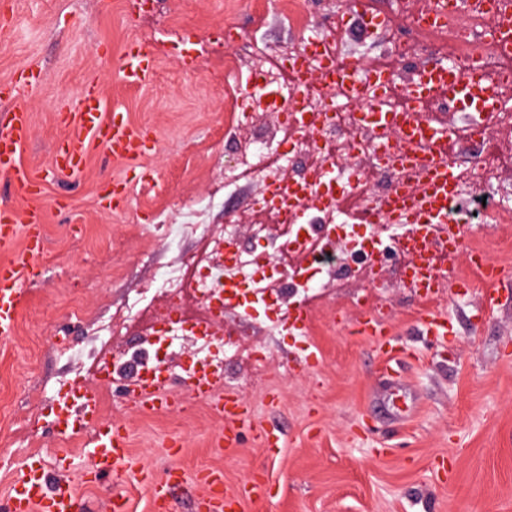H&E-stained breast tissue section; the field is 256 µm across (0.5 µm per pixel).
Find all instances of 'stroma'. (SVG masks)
<instances>
[{
    "instance_id": "35a3bbf8",
    "label": "stroma",
    "mask_w": 512,
    "mask_h": 512,
    "mask_svg": "<svg viewBox=\"0 0 512 512\" xmlns=\"http://www.w3.org/2000/svg\"><path fill=\"white\" fill-rule=\"evenodd\" d=\"M228 31L235 41H225ZM295 34L277 0H155L143 8L132 0H9L0 12V82L24 66L45 73L40 89L15 102L32 116L34 137L21 161L41 180L43 194L33 203L47 212L42 276L28 288L15 336L0 342V500L27 454L51 467L64 451L79 512H108V491L85 479L82 438L59 436L53 422L58 391L80 384L97 388L103 418L124 422L135 460L159 474L181 468L184 479L171 491L176 512H191L198 480L213 468L223 470L229 489L266 484L265 500L245 502L243 512H512V220L488 224L469 215L463 248L448 265L449 285L435 297L404 287L398 260L387 261L377 280L353 274L342 287L308 293L316 357L302 370L299 340L276 328L265 308L227 311L225 326L259 350L224 365L228 386L250 410L241 447H212L222 422L200 402L142 413L125 402L124 381L96 382L98 360L136 347L150 323L134 322L104 344L93 322L110 320L157 268L201 247L196 238L168 246L163 226L224 176L226 130L237 88L249 79L246 70L229 71V62L248 45L279 53ZM132 39L157 60L144 88L124 87L117 77ZM185 53L197 58L196 73L182 69ZM91 82L107 104L154 131L159 152L123 165L97 148L81 173L53 169L52 146L64 134L55 112L77 109ZM144 172L153 186H138ZM117 175L137 187L115 212L102 203L100 185ZM62 194L68 206L60 210L54 199ZM1 202L33 204L2 181ZM478 250L504 267L503 280L485 281L471 261ZM459 279L467 283L460 292L451 287ZM427 308L447 315L448 340L424 335L418 317ZM367 316L393 334L392 370L356 330ZM59 340L79 357L58 352ZM263 431L280 434L284 447L274 454L260 447ZM173 440L182 443L174 457L167 451Z\"/></svg>"
}]
</instances>
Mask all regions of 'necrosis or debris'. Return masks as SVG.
<instances>
[{"instance_id": "necrosis-or-debris-1", "label": "necrosis or debris", "mask_w": 512, "mask_h": 512, "mask_svg": "<svg viewBox=\"0 0 512 512\" xmlns=\"http://www.w3.org/2000/svg\"><path fill=\"white\" fill-rule=\"evenodd\" d=\"M315 6V0H296L292 20L299 34L289 42L287 50L274 59L249 56L244 65L263 87L285 84L292 88L299 79L292 63L299 60L317 75L316 88L301 98L289 96L282 104L276 115V128L281 135L278 150L268 149L266 129H256L237 142L235 163L224 172V186L228 189L243 181L265 187L283 182L296 186L305 200L306 222L299 225L284 220L266 198L254 201L248 218L257 232H264L265 223L270 220L282 226L286 237L282 243L274 238L267 241L271 253L278 256L274 262L239 245L234 225L204 229V214L210 201H203L177 223L168 225L170 241L198 237L202 246L192 261L159 268L150 284L139 292L141 302L152 303L155 295L162 294L168 305L154 313L153 349L139 348L131 354L137 362V373H144L154 362L170 360L188 337L197 343L196 364L223 372V333L199 331L196 323L223 313L225 290L237 291L253 301H265L277 295L285 284L307 293L335 287L357 269L365 276H375V262L369 253L373 239L385 233L384 223L368 225L363 233L350 229L335 205L324 203V196L338 195L355 208L375 212L393 190L421 187L425 168L439 163L437 155L421 144L404 141L398 128L364 123L360 100L349 87H330L326 65L341 61L343 51L334 36H306L307 17ZM380 31L387 34L388 44L378 65L395 72L400 81H407L414 74L405 64L406 46L411 39L421 53L452 60L459 78H467L474 64L481 65L491 76V88L501 105L480 128H458L463 142H477L487 149L485 155L460 164L458 188L471 190L472 206L488 221L501 219L504 206L493 158L502 136L512 132V67L504 64L485 21L466 12L454 20L445 34H429L413 26L406 39L386 25ZM389 142L400 144L405 162L380 163V149ZM331 232L345 235L350 243L348 255L339 262L329 253L327 235ZM187 297L194 300L197 314L173 315L171 303Z\"/></svg>"}]
</instances>
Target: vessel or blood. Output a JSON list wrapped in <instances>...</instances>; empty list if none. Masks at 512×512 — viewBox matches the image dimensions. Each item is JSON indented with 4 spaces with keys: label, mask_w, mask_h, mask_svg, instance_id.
Listing matches in <instances>:
<instances>
[{
    "label": "vessel or blood",
    "mask_w": 512,
    "mask_h": 512,
    "mask_svg": "<svg viewBox=\"0 0 512 512\" xmlns=\"http://www.w3.org/2000/svg\"><path fill=\"white\" fill-rule=\"evenodd\" d=\"M458 0H431L426 13L428 22L445 26L457 15ZM492 35L502 51L512 54V15L491 12ZM154 53L144 43H127L118 70V79L126 87L141 88L154 76ZM339 78L366 88L376 83L389 89L394 78L383 70L365 69L354 65L343 67ZM406 97L424 103L435 95H443L461 112L472 127H480L497 105V100L482 69H474L467 82H459L454 67L444 62L418 71L405 87ZM63 123L72 125L75 136L57 140L52 149L51 163L62 172H79L87 164V148L102 147L113 161L130 162L147 158L160 148L156 136L141 125L128 120L120 108L106 110L97 85H88L82 94L77 112L64 113ZM417 135L444 161L429 169L424 188L417 193L406 192L391 198L382 215L396 233L391 245L404 257L405 278L417 279L424 295H436L445 287L444 268L451 256L463 247L462 231L451 215L458 206L456 193V139L450 124L433 121L418 123ZM34 129L30 113L15 108L5 122L0 123V175L7 177L12 191L37 195L41 187L28 168L19 160L24 146L31 142ZM134 186L121 178H112L103 185L101 194L113 209L125 206ZM46 215L42 208L18 211L0 205V340L11 339L18 326L27 288L39 273L38 261L46 246ZM312 312L303 305L289 309L283 327L289 335L307 337ZM203 402L223 421L224 429L216 437L220 448H236L241 444L242 423L249 413L243 400L233 391L222 388L219 375L207 370L187 376L180 390H173L165 364H158L143 374L137 384L127 389V401L140 410L167 412L178 406L181 397ZM55 427L59 434L83 437L89 450L86 475L90 481L108 486L111 512H130L131 503L123 484L135 479L149 488L152 512H166L170 487L181 480L178 467H171L162 476H154L139 467L129 452V436L119 420H103L101 400L90 388L78 387L67 392L57 403ZM206 494L201 498V512H241L244 499L260 500L266 488L247 484L239 493L224 491L222 472L210 471L202 479ZM78 498L71 481L50 479L42 456H29L5 500L0 512H73Z\"/></svg>",
    "instance_id": "obj_1"
}]
</instances>
